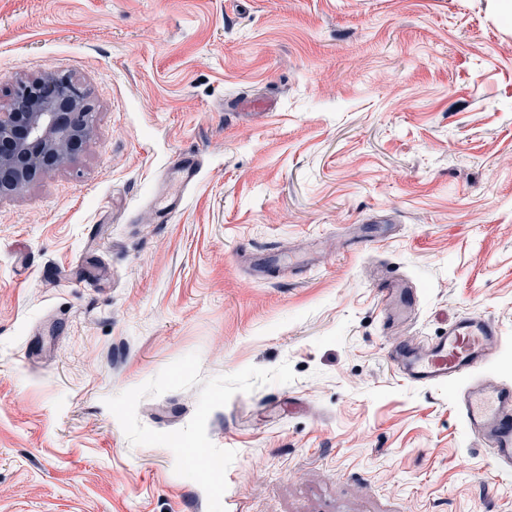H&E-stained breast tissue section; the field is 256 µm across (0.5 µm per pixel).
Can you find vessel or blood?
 <instances>
[{
  "label": "vessel or blood",
  "instance_id": "b4317fda",
  "mask_svg": "<svg viewBox=\"0 0 512 512\" xmlns=\"http://www.w3.org/2000/svg\"><path fill=\"white\" fill-rule=\"evenodd\" d=\"M502 345L497 324L482 316L455 319L426 348L401 341L388 352L399 375L416 386L461 382L457 404L471 438L498 473L512 476V384H488L482 371Z\"/></svg>",
  "mask_w": 512,
  "mask_h": 512
}]
</instances>
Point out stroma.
I'll return each mask as SVG.
<instances>
[{
	"label": "stroma",
	"mask_w": 512,
	"mask_h": 512,
	"mask_svg": "<svg viewBox=\"0 0 512 512\" xmlns=\"http://www.w3.org/2000/svg\"><path fill=\"white\" fill-rule=\"evenodd\" d=\"M503 3L0 0V103L57 72L96 112L0 199V512H512L387 359L481 315L512 383Z\"/></svg>",
	"instance_id": "1"
}]
</instances>
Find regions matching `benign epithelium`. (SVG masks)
Masks as SVG:
<instances>
[{"instance_id": "benign-epithelium-1", "label": "benign epithelium", "mask_w": 512, "mask_h": 512, "mask_svg": "<svg viewBox=\"0 0 512 512\" xmlns=\"http://www.w3.org/2000/svg\"><path fill=\"white\" fill-rule=\"evenodd\" d=\"M93 132L94 106L77 81L54 73L18 81L0 112V198L67 163Z\"/></svg>"}]
</instances>
